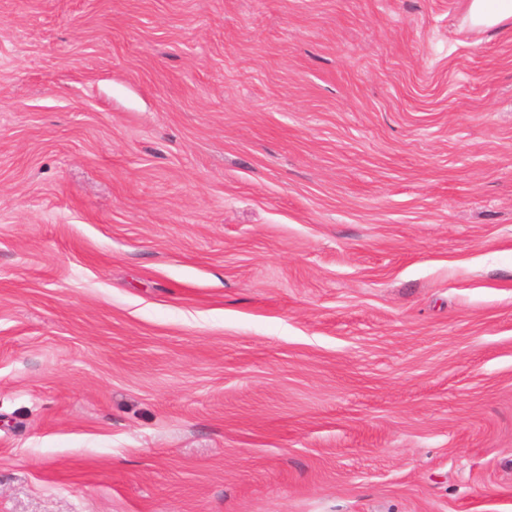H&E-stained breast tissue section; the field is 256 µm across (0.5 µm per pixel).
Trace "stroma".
Returning a JSON list of instances; mask_svg holds the SVG:
<instances>
[{
    "mask_svg": "<svg viewBox=\"0 0 512 512\" xmlns=\"http://www.w3.org/2000/svg\"><path fill=\"white\" fill-rule=\"evenodd\" d=\"M465 6L0 0V512H512Z\"/></svg>",
    "mask_w": 512,
    "mask_h": 512,
    "instance_id": "35a3bbf8",
    "label": "stroma"
}]
</instances>
